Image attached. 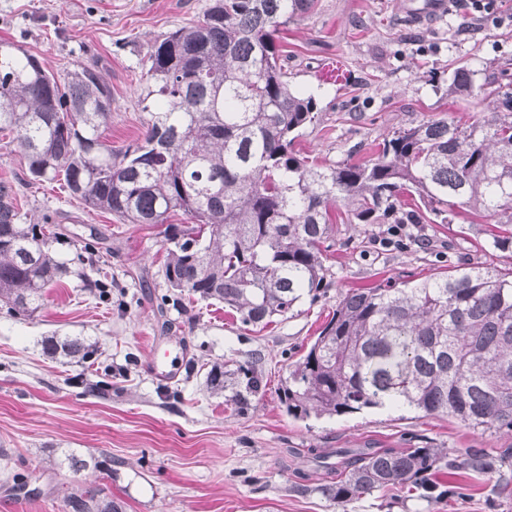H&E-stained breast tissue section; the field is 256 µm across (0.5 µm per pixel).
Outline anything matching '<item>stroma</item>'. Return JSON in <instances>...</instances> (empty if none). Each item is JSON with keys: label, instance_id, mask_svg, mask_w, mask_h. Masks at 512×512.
<instances>
[{"label": "stroma", "instance_id": "stroma-1", "mask_svg": "<svg viewBox=\"0 0 512 512\" xmlns=\"http://www.w3.org/2000/svg\"><path fill=\"white\" fill-rule=\"evenodd\" d=\"M210 0H0V39L65 74L99 67L112 88L113 149L135 143L147 120L138 94L149 43L196 22ZM292 87L313 93L320 120L294 142L301 156L323 165L371 157L395 128L449 115L480 118L476 97H448L462 63L478 69L512 58V0H491L476 15L455 0H316L279 34ZM0 180L13 184L20 212L48 220L66 237L56 244L72 270L46 290L28 317L0 307V512H62L77 486H105L125 512H338L317 488L336 473L316 458L343 448L512 450V431L472 430L445 416L366 410L357 414L288 416L279 387L289 365L317 336L340 294L370 288L389 276L425 278L457 262L512 266L486 247L485 225L416 224L428 247L383 245V224H343L327 293L302 301L276 323L242 325L223 305L167 301L159 227L122 224L86 208L57 183L31 184L25 161L0 135ZM93 242L77 254L73 242ZM104 279L98 298L85 280ZM47 336L97 343L94 366L44 355ZM179 357L175 379L149 370L154 352ZM256 359L266 382L245 408L210 392L212 366ZM110 371L100 392L97 373ZM70 450L100 454L111 471L78 473L60 464ZM27 476L33 492L15 494L10 474ZM456 494L437 503L407 490H381L347 512H512V484L498 475L456 472ZM306 485L308 493L297 492Z\"/></svg>", "mask_w": 512, "mask_h": 512}]
</instances>
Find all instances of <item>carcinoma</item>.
<instances>
[{
	"label": "carcinoma",
	"instance_id": "cac0c4a2",
	"mask_svg": "<svg viewBox=\"0 0 512 512\" xmlns=\"http://www.w3.org/2000/svg\"><path fill=\"white\" fill-rule=\"evenodd\" d=\"M315 0H212L198 22L155 40L144 58V137L114 151L112 88L91 64L57 76L21 46L0 41V132L32 181L58 182L87 207L124 224H164V280L175 295L224 304L246 326H265L303 296H325L337 227L449 224L457 211L495 221L492 248L512 247V58L479 72L458 66L448 97L475 95L492 111L401 126L374 157L309 164L292 149L316 122L312 94L294 89L276 34ZM410 196L414 206L405 208ZM182 213L190 224H170ZM57 232L21 214L0 182V302L16 316L39 307L69 274ZM44 352L83 364L78 338L47 336ZM251 404L263 374L252 363L210 369L216 393ZM280 401L295 419L364 409L445 415L472 428L512 431V267L462 264L421 281L388 280L340 295L315 341L289 367ZM74 472L100 461L75 453ZM506 458L482 448L366 450L341 478L318 488L347 505L407 485L427 501L439 476L493 474ZM63 512H119L106 488L68 493Z\"/></svg>",
	"mask_w": 512,
	"mask_h": 512
}]
</instances>
